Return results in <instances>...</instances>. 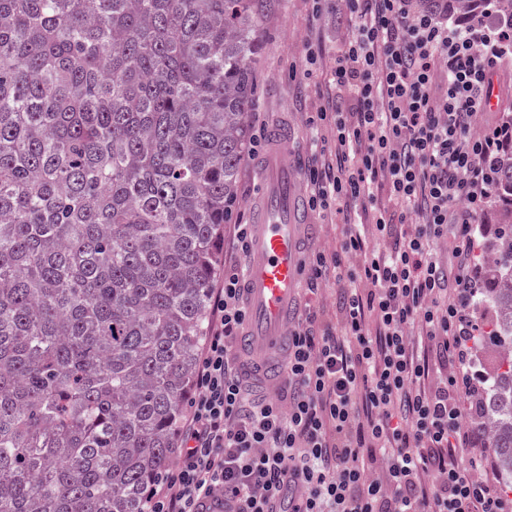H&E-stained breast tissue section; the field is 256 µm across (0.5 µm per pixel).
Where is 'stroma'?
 <instances>
[{
    "mask_svg": "<svg viewBox=\"0 0 512 512\" xmlns=\"http://www.w3.org/2000/svg\"><path fill=\"white\" fill-rule=\"evenodd\" d=\"M255 67L256 97L247 117V136L268 135L279 117L288 119V153L306 166L315 139L333 140L332 125L320 121L334 93L331 73L336 57L352 39L354 28L341 0H262ZM255 157L244 154L238 173L237 199L231 223L253 221L252 205L260 194ZM346 208L331 203L313 212V232L301 245L303 282H310L317 253L334 252L346 231Z\"/></svg>",
    "mask_w": 512,
    "mask_h": 512,
    "instance_id": "obj_1",
    "label": "stroma"
}]
</instances>
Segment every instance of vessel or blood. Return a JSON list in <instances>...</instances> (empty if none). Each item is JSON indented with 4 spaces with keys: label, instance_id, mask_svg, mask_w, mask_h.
<instances>
[{
    "label": "vessel or blood",
    "instance_id": "b4317fda",
    "mask_svg": "<svg viewBox=\"0 0 512 512\" xmlns=\"http://www.w3.org/2000/svg\"><path fill=\"white\" fill-rule=\"evenodd\" d=\"M286 142L283 129L273 130L269 150L260 161L263 215L252 227L244 262L247 323L240 346L267 378L288 348V332L297 311L295 290L301 279L297 230L311 219Z\"/></svg>",
    "mask_w": 512,
    "mask_h": 512
}]
</instances>
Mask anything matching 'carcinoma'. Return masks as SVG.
Returning <instances> with one entry per match:
<instances>
[{
	"instance_id": "1",
	"label": "carcinoma",
	"mask_w": 512,
	"mask_h": 512,
	"mask_svg": "<svg viewBox=\"0 0 512 512\" xmlns=\"http://www.w3.org/2000/svg\"><path fill=\"white\" fill-rule=\"evenodd\" d=\"M259 23V0H0V512H146L174 462ZM494 180L512 205V149ZM497 241L474 412L512 492V209Z\"/></svg>"
}]
</instances>
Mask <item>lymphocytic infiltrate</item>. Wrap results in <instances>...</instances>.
Instances as JSON below:
<instances>
[{
	"instance_id": "1",
	"label": "lymphocytic infiltrate",
	"mask_w": 512,
	"mask_h": 512,
	"mask_svg": "<svg viewBox=\"0 0 512 512\" xmlns=\"http://www.w3.org/2000/svg\"><path fill=\"white\" fill-rule=\"evenodd\" d=\"M344 2L355 35L333 71L338 166L312 171L310 196L353 214L336 253L314 264L342 283V320L293 330L288 407L248 401L251 375L229 350L242 270L226 271L179 461L147 512H512L481 452L459 462L464 444L485 440L461 408L473 390L470 256L489 172L512 144V125H481L512 37L490 9L462 28L414 0Z\"/></svg>"
}]
</instances>
